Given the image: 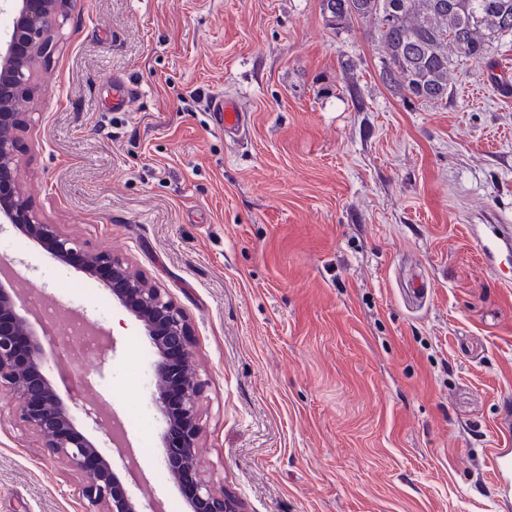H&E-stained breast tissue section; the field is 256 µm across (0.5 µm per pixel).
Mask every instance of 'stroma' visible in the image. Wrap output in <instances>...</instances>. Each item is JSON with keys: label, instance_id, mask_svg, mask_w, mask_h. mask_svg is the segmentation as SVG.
Here are the masks:
<instances>
[{"label": "stroma", "instance_id": "35a3bbf8", "mask_svg": "<svg viewBox=\"0 0 512 512\" xmlns=\"http://www.w3.org/2000/svg\"><path fill=\"white\" fill-rule=\"evenodd\" d=\"M374 22L322 0H71L22 111L20 179L87 251L127 257L193 329L208 386L199 460L247 512H507L489 449L512 424V255L469 228L512 225V36L449 58L448 98L381 79ZM134 94L112 108V81ZM234 99L239 139L209 102ZM23 289L85 311L107 363L48 349L52 373L125 419L167 512L141 325L101 283L17 233ZM428 292L414 297L416 280ZM79 480L0 423V512H82Z\"/></svg>", "mask_w": 512, "mask_h": 512}]
</instances>
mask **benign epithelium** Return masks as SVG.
<instances>
[{"instance_id": "1", "label": "benign epithelium", "mask_w": 512, "mask_h": 512, "mask_svg": "<svg viewBox=\"0 0 512 512\" xmlns=\"http://www.w3.org/2000/svg\"><path fill=\"white\" fill-rule=\"evenodd\" d=\"M69 0H10L12 26L0 34V224L39 244L53 259L89 278L103 281L115 299L138 321L158 351L152 367L157 391L154 404L163 417L165 467L176 482L188 471L189 512H244V504L224 495L197 472L206 382L194 364L187 316L168 293L152 285L123 257L90 253L46 222L24 196L15 154L19 118L38 59L49 56L61 27L62 5ZM17 275L0 261V389L14 400V417L41 441L45 455L63 463L80 479L84 512H158L159 501L144 483L141 496L129 492L115 462L132 473L130 447L119 443L103 455L88 429H97L100 414L73 395L62 396L46 369L44 347L54 343L47 325L32 316L28 301L15 288Z\"/></svg>"}]
</instances>
